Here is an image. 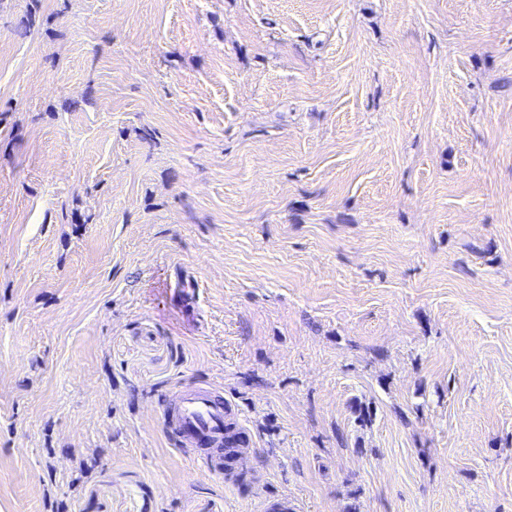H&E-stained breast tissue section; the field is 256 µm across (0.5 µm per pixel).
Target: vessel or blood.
<instances>
[{"instance_id":"b4317fda","label":"vessel or blood","mask_w":512,"mask_h":512,"mask_svg":"<svg viewBox=\"0 0 512 512\" xmlns=\"http://www.w3.org/2000/svg\"><path fill=\"white\" fill-rule=\"evenodd\" d=\"M238 418L223 400L216 398L210 386L182 388L173 409L161 412L164 433L178 438L181 447L205 448L202 469L223 476L224 467L246 457L248 448L232 444Z\"/></svg>"}]
</instances>
